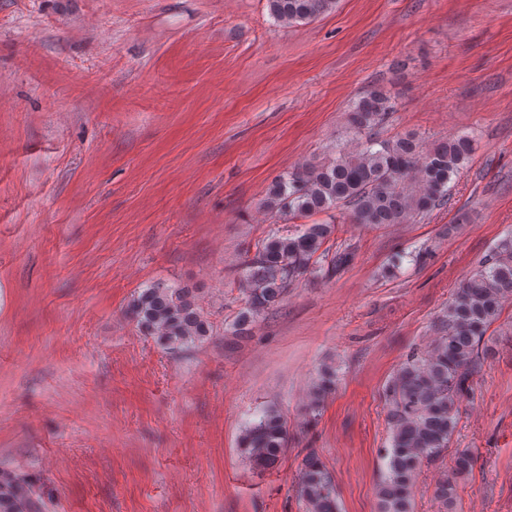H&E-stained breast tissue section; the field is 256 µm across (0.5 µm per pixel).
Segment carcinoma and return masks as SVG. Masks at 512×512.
Listing matches in <instances>:
<instances>
[{
    "label": "carcinoma",
    "instance_id": "obj_1",
    "mask_svg": "<svg viewBox=\"0 0 512 512\" xmlns=\"http://www.w3.org/2000/svg\"><path fill=\"white\" fill-rule=\"evenodd\" d=\"M270 15L283 25L311 22L335 7L336 0H267ZM394 111L380 89L366 92L350 113L352 137L332 148L329 162L293 170L275 179L265 209L290 220L346 207L355 224L379 227L426 217L448 200L449 183L468 163L469 138L451 137L424 146L414 134L393 139L373 135L380 120ZM333 226L307 224L301 230H273L255 245L241 277L245 306L235 334L249 331L258 314L279 307L300 276H331L349 261L346 251L327 246ZM512 296V238L499 242L480 262L448 305L447 331L421 354H414L391 380L392 436L387 472L378 487L380 512H411L417 470L448 448L457 423L458 403L469 395L470 380L482 357L488 327ZM130 311L142 334L168 349L198 343L211 334L191 289L161 284L141 289ZM336 371L324 368L310 392L316 411L335 384ZM239 446L254 469L277 465L288 446L287 422L275 407L247 426ZM297 496L306 512H338L332 478L309 453L298 474ZM0 512H34L29 483L0 472Z\"/></svg>",
    "mask_w": 512,
    "mask_h": 512
}]
</instances>
